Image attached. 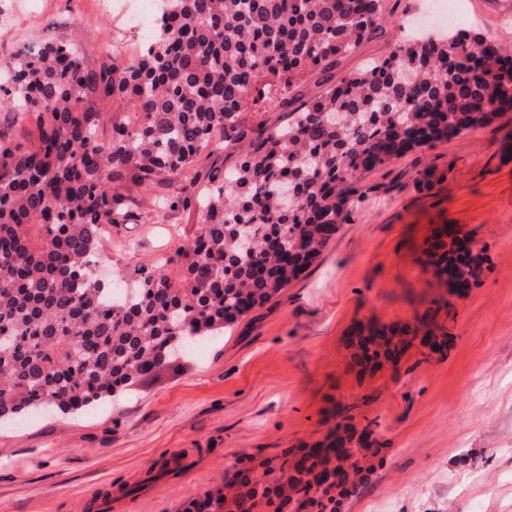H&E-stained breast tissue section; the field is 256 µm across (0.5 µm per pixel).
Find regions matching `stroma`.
Returning <instances> with one entry per match:
<instances>
[{"instance_id":"35a3bbf8","label":"stroma","mask_w":512,"mask_h":512,"mask_svg":"<svg viewBox=\"0 0 512 512\" xmlns=\"http://www.w3.org/2000/svg\"><path fill=\"white\" fill-rule=\"evenodd\" d=\"M435 0H397L394 20L341 71L386 55ZM458 29L512 50V0H452ZM0 63L46 37L77 44L87 62L107 43L135 54L149 30L105 14L101 0H0ZM277 78L258 81L241 124L283 118ZM322 255L264 306L188 358L86 410L0 428V512H187L225 478L261 476L321 441L336 408L376 420L370 482L339 512H512V112L464 136L417 148L364 174ZM452 224L483 244L488 270L452 304V340L398 365L359 374L358 322H413L434 297L420 262L426 239ZM188 210L106 228L105 268L149 264L192 234Z\"/></svg>"}]
</instances>
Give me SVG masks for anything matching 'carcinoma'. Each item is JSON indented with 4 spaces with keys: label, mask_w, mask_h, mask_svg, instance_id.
<instances>
[{
    "label": "carcinoma",
    "mask_w": 512,
    "mask_h": 512,
    "mask_svg": "<svg viewBox=\"0 0 512 512\" xmlns=\"http://www.w3.org/2000/svg\"><path fill=\"white\" fill-rule=\"evenodd\" d=\"M387 0H162L149 41L128 61L90 66L71 42L45 39L0 63V110L36 118L30 147L0 140V422L39 409L80 410L187 356L282 291L321 255L357 176L512 112V53L460 30L395 42L382 59L336 72L392 18ZM317 77L311 97L295 84ZM273 76L287 119L246 140L236 122L255 82ZM132 105L99 136L104 108ZM240 144L218 171L203 153ZM174 192H164L173 182ZM195 208L199 228L173 255L134 268L131 288L98 279L102 225ZM461 240L437 230L425 250L439 293L414 323L356 326L353 361L396 365L416 340L452 337L448 291L485 274L484 249L454 261ZM377 422L336 426L321 451L284 458L278 475L206 496L187 512H336L341 475L352 492Z\"/></svg>",
    "instance_id": "1"
}]
</instances>
